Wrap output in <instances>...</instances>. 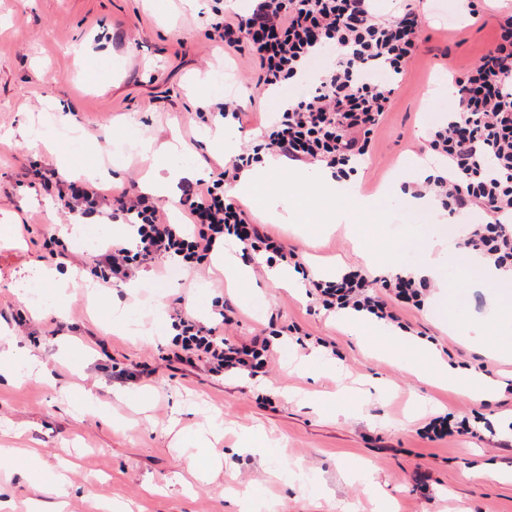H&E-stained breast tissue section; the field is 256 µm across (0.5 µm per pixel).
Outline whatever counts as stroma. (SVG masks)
<instances>
[{"instance_id":"35a3bbf8","label":"stroma","mask_w":512,"mask_h":512,"mask_svg":"<svg viewBox=\"0 0 512 512\" xmlns=\"http://www.w3.org/2000/svg\"><path fill=\"white\" fill-rule=\"evenodd\" d=\"M225 0H0V225L17 228L0 238V324L24 352L40 356L47 375L17 374L0 381V444L36 448L51 470L70 468L68 512H100L105 500L132 512H240L247 490L262 512H512V480L459 478L461 464L512 468V363L488 362L470 340L449 332L436 315L456 302L463 320H484L497 332L495 299L512 296V282L491 283L462 248L467 224L440 209L410 207L401 188L416 182L417 160L444 167L428 148V132L448 119V90L493 40L504 10L500 0H480L471 21L466 0H430L423 43L378 126L371 157L336 189L282 182L295 225L270 222L272 232L301 257L308 274L317 265L364 270V255L390 260V273L419 267L424 251L439 243L453 253L428 278L423 309H400L414 337L434 345L448 362L488 369L501 386L488 406L435 387L416 376L404 351L387 356L393 338L366 325L363 336L345 331L305 288L271 290L266 267L249 264V277L229 288L214 260L193 271L150 275L136 288L72 289L64 306L41 314L22 305L18 288L42 267L59 276L93 277V254L70 233L57 190L34 179L37 165L65 176L99 173L113 188L139 189L152 161L140 139H177L185 163L201 175L226 162L210 150L206 134L215 117L200 118L197 96L223 101L219 77L231 73L233 93L256 94L254 112L230 127L237 146L253 144L260 122L278 111L283 93H256L246 55L227 53L210 40L204 12ZM131 144L116 156L112 147ZM382 194L372 214H350L361 240L344 228L325 232L332 209L345 208L352 192ZM58 235L64 251L48 258L45 238ZM240 309L226 336H275L296 326L304 344L276 339L264 373L213 375L204 363L168 360L174 309L193 302L208 317L218 297ZM129 306L155 335L141 341L112 330V309ZM323 341L307 370L308 348ZM152 370L150 377L119 382L117 371ZM477 417L474 434L435 442L423 428L436 416ZM247 429L266 434L260 453L238 450ZM219 433L220 463L191 476L182 442L195 432ZM5 512H28L31 500L54 495L33 488L18 468L0 465Z\"/></svg>"}]
</instances>
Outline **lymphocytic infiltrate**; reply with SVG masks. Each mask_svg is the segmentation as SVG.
Instances as JSON below:
<instances>
[{
  "instance_id": "1",
  "label": "lymphocytic infiltrate",
  "mask_w": 512,
  "mask_h": 512,
  "mask_svg": "<svg viewBox=\"0 0 512 512\" xmlns=\"http://www.w3.org/2000/svg\"><path fill=\"white\" fill-rule=\"evenodd\" d=\"M214 42L247 53L256 67L257 88L298 84L277 115L261 128L260 144L228 165L186 186L180 206L185 224L169 223L162 206L128 189L109 192L59 171L39 170L42 187L64 185L61 195L70 216L99 214L134 229V244L113 243L95 257L105 287L131 280L136 267L168 261L195 269L234 239L242 257L263 254L283 262L295 259L267 225L254 223L238 204L225 202L224 186L259 162L262 152L304 164L321 163L336 178L350 176L369 153L371 137L391 106L395 85L422 39L420 15L405 4L379 18L372 0H255L248 14L219 11L209 22ZM446 126L429 135V148L445 158L447 174L427 176L410 187L414 197L437 198L449 216L479 209L464 249L496 268L512 269V14L478 61L454 79ZM310 294L328 312L366 313L399 322L397 307L421 309L426 293L414 273L376 281L355 271L330 281L315 280ZM236 313L229 302L210 321L176 313L172 356L191 365L206 362L217 376L256 375L270 353L268 337L238 341L224 327Z\"/></svg>"
}]
</instances>
